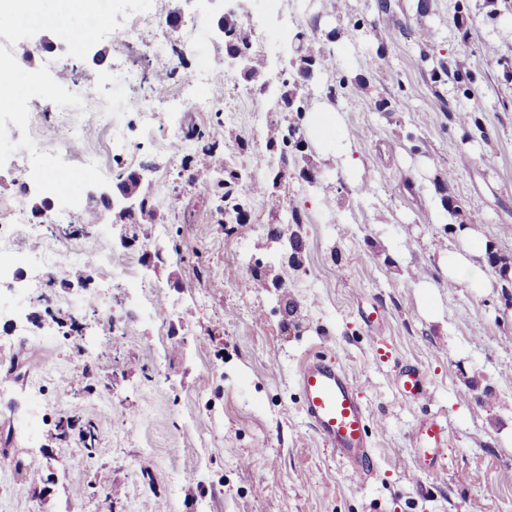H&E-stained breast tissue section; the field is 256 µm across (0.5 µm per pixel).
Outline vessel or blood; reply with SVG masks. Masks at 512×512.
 I'll return each mask as SVG.
<instances>
[{
    "label": "vessel or blood",
    "mask_w": 512,
    "mask_h": 512,
    "mask_svg": "<svg viewBox=\"0 0 512 512\" xmlns=\"http://www.w3.org/2000/svg\"><path fill=\"white\" fill-rule=\"evenodd\" d=\"M302 412L324 447L329 448L357 479H366L372 464L370 415L359 387L338 362L323 356L307 360L296 377ZM400 394L422 402L427 384L419 366L401 365L395 375ZM448 429L436 420L421 422L412 434L415 472L441 467L445 460Z\"/></svg>",
    "instance_id": "obj_1"
}]
</instances>
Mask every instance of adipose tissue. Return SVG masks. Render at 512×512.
I'll list each match as a JSON object with an SVG mask.
<instances>
[{
    "label": "adipose tissue",
    "mask_w": 512,
    "mask_h": 512,
    "mask_svg": "<svg viewBox=\"0 0 512 512\" xmlns=\"http://www.w3.org/2000/svg\"><path fill=\"white\" fill-rule=\"evenodd\" d=\"M91 7L90 0H60L59 8L46 14L42 11L41 0H0L1 14L36 15L51 29L65 26L69 15L88 12ZM459 233L467 245L463 251L440 258L439 269L443 279L449 284H463L479 292L492 288L493 280L488 274L480 232L470 225L460 227Z\"/></svg>",
    "instance_id": "adipose-tissue-1"
}]
</instances>
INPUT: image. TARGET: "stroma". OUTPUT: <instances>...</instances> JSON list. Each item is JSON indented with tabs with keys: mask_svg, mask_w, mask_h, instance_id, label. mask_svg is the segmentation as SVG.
I'll return each mask as SVG.
<instances>
[{
	"mask_svg": "<svg viewBox=\"0 0 512 512\" xmlns=\"http://www.w3.org/2000/svg\"><path fill=\"white\" fill-rule=\"evenodd\" d=\"M278 6L245 4L264 78L281 70L293 34L317 39L336 71L314 79L309 103L331 100L344 124L304 131L316 185L290 166L279 197H252L246 224L220 221L188 177L201 158L220 168L230 155L266 182L277 113L224 68L205 0H95L98 36L78 49L34 18H0V61L23 60L18 89L0 101V198L25 189L57 205L87 202L90 182L61 189L51 178L63 156L42 146L61 140L64 116L44 117L47 84L116 111L124 150L94 120L82 131V149L100 157V184L137 171L153 203L177 198L159 225H48L59 250L83 249L84 262L61 261L31 291L21 280L0 286V364L10 368L0 379V512H512V288L478 295L438 271L440 252L463 246L448 198L512 258V0ZM157 35L161 57L148 52ZM61 69L67 82L56 80ZM199 71L208 77L198 95L213 108L174 98L144 130L140 111L159 76L174 90ZM462 113L477 125H460ZM216 126L224 135L205 149L199 135ZM338 133L354 162L321 158ZM173 135L192 150L174 155ZM294 206L303 224L271 223V212L284 218ZM101 248L115 269L131 260L136 271L110 289L103 313L91 307ZM373 309L372 329L363 314ZM316 355L361 388L374 451L366 482L302 413L295 374ZM32 360L42 367L29 377ZM407 361L426 375L423 403L394 385ZM37 398L44 417L31 429ZM432 415L448 426L447 465L418 474L412 433Z\"/></svg>",
	"mask_w": 512,
	"mask_h": 512,
	"instance_id": "stroma-1",
	"label": "stroma"
}]
</instances>
